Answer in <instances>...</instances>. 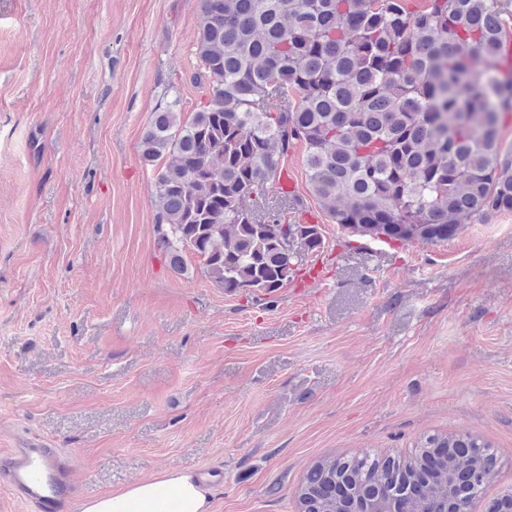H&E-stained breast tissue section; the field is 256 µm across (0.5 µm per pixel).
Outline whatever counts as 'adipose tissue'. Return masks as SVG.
Masks as SVG:
<instances>
[{"label": "adipose tissue", "mask_w": 512, "mask_h": 512, "mask_svg": "<svg viewBox=\"0 0 512 512\" xmlns=\"http://www.w3.org/2000/svg\"><path fill=\"white\" fill-rule=\"evenodd\" d=\"M79 512H211V505L197 476L168 471L84 502Z\"/></svg>", "instance_id": "1"}]
</instances>
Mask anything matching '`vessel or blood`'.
I'll return each mask as SVG.
<instances>
[{
	"label": "vessel or blood",
	"mask_w": 512,
	"mask_h": 512,
	"mask_svg": "<svg viewBox=\"0 0 512 512\" xmlns=\"http://www.w3.org/2000/svg\"><path fill=\"white\" fill-rule=\"evenodd\" d=\"M70 475L69 458L40 440L0 451V487L36 512H62L73 489Z\"/></svg>",
	"instance_id": "obj_1"
}]
</instances>
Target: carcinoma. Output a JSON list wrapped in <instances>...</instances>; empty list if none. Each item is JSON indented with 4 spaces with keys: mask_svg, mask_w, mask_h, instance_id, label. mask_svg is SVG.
Instances as JSON below:
<instances>
[{
    "mask_svg": "<svg viewBox=\"0 0 512 512\" xmlns=\"http://www.w3.org/2000/svg\"><path fill=\"white\" fill-rule=\"evenodd\" d=\"M512 0H202L196 79L208 101L180 121L154 113L142 159L175 161L155 183L157 246L175 272L183 249L226 295L271 294L323 247L317 224L269 205L292 145L331 220L373 239L436 244L462 218L512 212ZM491 445L434 435L408 457H325L297 490L309 512H345L361 493L404 495L402 512H439L483 492Z\"/></svg>",
    "mask_w": 512,
    "mask_h": 512,
    "instance_id": "cac0c4a2",
    "label": "carcinoma"
}]
</instances>
